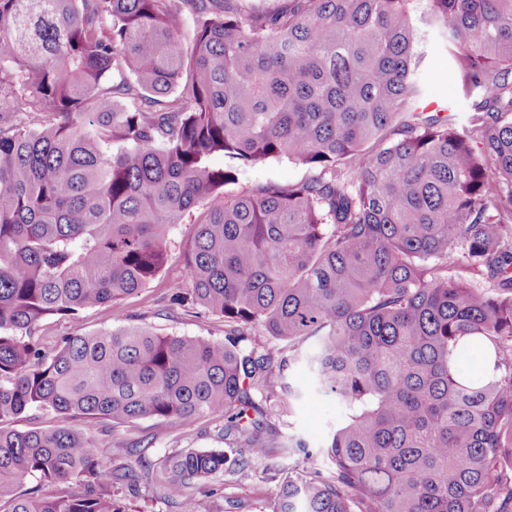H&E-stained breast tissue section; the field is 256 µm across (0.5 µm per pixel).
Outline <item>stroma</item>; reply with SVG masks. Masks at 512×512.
I'll list each match as a JSON object with an SVG mask.
<instances>
[{"instance_id":"stroma-1","label":"stroma","mask_w":512,"mask_h":512,"mask_svg":"<svg viewBox=\"0 0 512 512\" xmlns=\"http://www.w3.org/2000/svg\"><path fill=\"white\" fill-rule=\"evenodd\" d=\"M428 101L437 103L452 112L456 120H463L466 107L456 93V81L446 62H439L425 75ZM310 174L307 167L287 160H269L254 167L239 169L234 183L224 188L225 195L235 196L265 182L294 183ZM191 224L177 225L171 233L172 244L168 262L159 276L137 296L124 304L129 323L148 327L167 335L205 336L220 339L224 336V322L215 316L194 318L185 315L179 307L167 306L165 297L172 286L185 282L183 251L190 242ZM114 318L111 309L95 308L81 311L75 317L54 316L44 321L39 336L46 344H53L60 337L95 333L112 328ZM289 381L305 388L306 393L297 403L291 416L274 420L273 428L278 440L288 438L303 440L313 455L310 459L288 456L280 449H273L261 464L244 471L225 473L214 482L193 481L191 491L201 504V512H277V491L281 480L289 470L300 467L314 468L330 474V461L319 455L330 430L341 419V410L335 400L307 391L309 373L305 363L292 365L287 373ZM70 426L90 430L102 442L105 454L114 462L137 466L138 459L127 453L133 445H143V457L153 464H160L168 455L188 449L220 448L224 441L218 430L222 425L216 418L202 419L194 428L165 430L153 419L143 418L134 426L117 425L108 429L101 424L73 418Z\"/></svg>"}]
</instances>
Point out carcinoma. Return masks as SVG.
<instances>
[{"label":"carcinoma","mask_w":512,"mask_h":512,"mask_svg":"<svg viewBox=\"0 0 512 512\" xmlns=\"http://www.w3.org/2000/svg\"><path fill=\"white\" fill-rule=\"evenodd\" d=\"M428 31L462 124L422 107ZM214 154L315 174L227 197L236 173ZM191 217L171 302L223 318L224 339L120 324L34 340L56 315L124 320ZM258 328L278 363L248 347ZM470 350L491 375L461 369ZM300 359L345 420L333 473L288 474L277 512H512V0H0L3 512H125L112 489L154 478L201 512L191 481L274 448L312 456L272 427L302 397L284 374ZM32 409L59 425L4 427ZM77 416L220 417L237 457L137 472Z\"/></svg>","instance_id":"cac0c4a2"}]
</instances>
